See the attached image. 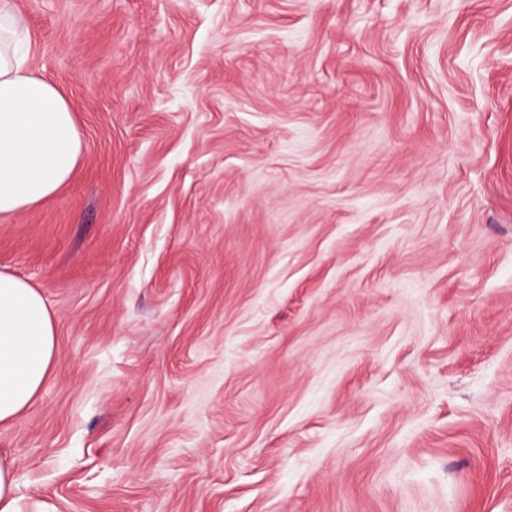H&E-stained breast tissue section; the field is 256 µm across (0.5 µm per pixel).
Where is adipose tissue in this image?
Instances as JSON below:
<instances>
[{"label":"adipose tissue","instance_id":"adipose-tissue-1","mask_svg":"<svg viewBox=\"0 0 512 512\" xmlns=\"http://www.w3.org/2000/svg\"><path fill=\"white\" fill-rule=\"evenodd\" d=\"M25 27L0 0V215L53 197L74 174L82 139L65 94L37 75L23 50ZM57 354L56 327L42 295L0 273V423L19 419L40 393ZM16 459L0 457V512H52L19 493Z\"/></svg>","mask_w":512,"mask_h":512}]
</instances>
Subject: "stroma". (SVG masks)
Wrapping results in <instances>:
<instances>
[{"instance_id": "1", "label": "stroma", "mask_w": 512, "mask_h": 512, "mask_svg": "<svg viewBox=\"0 0 512 512\" xmlns=\"http://www.w3.org/2000/svg\"><path fill=\"white\" fill-rule=\"evenodd\" d=\"M78 170L0 218L56 512H512V0H13Z\"/></svg>"}]
</instances>
